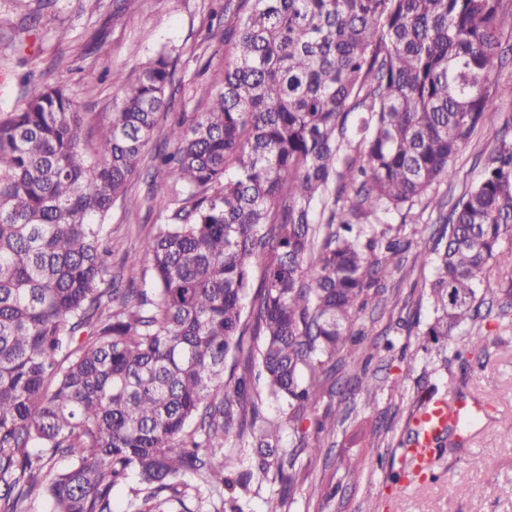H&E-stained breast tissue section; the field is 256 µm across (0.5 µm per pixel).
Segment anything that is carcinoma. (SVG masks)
Instances as JSON below:
<instances>
[{
	"label": "carcinoma",
	"instance_id": "carcinoma-1",
	"mask_svg": "<svg viewBox=\"0 0 512 512\" xmlns=\"http://www.w3.org/2000/svg\"><path fill=\"white\" fill-rule=\"evenodd\" d=\"M224 16L222 82L196 88L205 110L182 113L172 150L149 158L174 184L171 215L131 261L151 273L148 289L108 277L109 215L138 206L128 183L173 107L169 54L116 93L92 142L61 85L0 118V512L38 499L51 512H112L132 474L135 512H202L189 474L224 512L232 435L283 486L265 512H284L308 475L280 452L247 376L260 368L297 431L332 391L330 363L363 355L356 315L402 250L385 217L451 179L460 147L512 99V83L492 80L512 0H226ZM509 237L503 139L421 244L436 255L429 342L462 330L463 348H484L487 294L508 326ZM231 353L242 373L230 394ZM375 392L361 367L349 394ZM56 457L68 466L51 467Z\"/></svg>",
	"mask_w": 512,
	"mask_h": 512
}]
</instances>
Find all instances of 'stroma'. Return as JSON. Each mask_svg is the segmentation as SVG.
Returning a JSON list of instances; mask_svg holds the SVG:
<instances>
[{
  "label": "stroma",
  "mask_w": 512,
  "mask_h": 512,
  "mask_svg": "<svg viewBox=\"0 0 512 512\" xmlns=\"http://www.w3.org/2000/svg\"><path fill=\"white\" fill-rule=\"evenodd\" d=\"M224 0H0V114L19 105L38 85L64 84L85 126L93 130L110 121L113 96L133 81L158 51L176 63L179 93L171 117L200 111L193 89L220 82L224 68ZM512 122V100L502 99L457 155L452 181L433 187L428 198L408 215L393 214L392 234L401 242L429 237L436 229L433 203H454L481 176L487 156ZM172 180L141 172L129 183L142 198L141 210L113 209V270L132 259L154 225L162 223L171 202ZM434 276L433 261L402 254V266L382 277L383 299L360 313L368 328L365 348L369 371L378 380L370 401L346 403L342 393L353 385L355 369L346 363L336 370L333 395L324 396L303 426L314 430L325 411L345 414L319 453L301 450L297 465L309 484L322 492L310 495L295 487L287 512H512V330L489 324L482 355L457 358L455 345L428 349L421 326L433 317L429 296L418 287ZM408 308L393 309L392 297ZM400 381L401 392L390 389ZM476 402L486 414L470 429V439L437 451L433 468L412 482L393 486L390 473L405 466L406 419L412 406L429 390ZM230 453L237 473H247V489L236 492L243 512H264L268 498L282 486L256 476V456L247 443Z\"/></svg>",
  "instance_id": "obj_1"
}]
</instances>
